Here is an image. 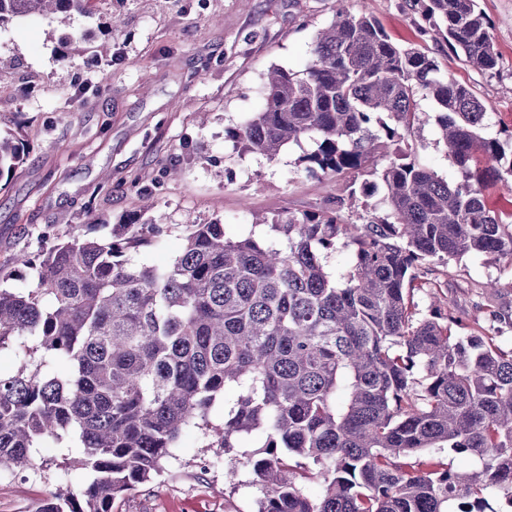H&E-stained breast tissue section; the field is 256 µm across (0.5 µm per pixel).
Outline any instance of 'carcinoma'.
<instances>
[{
    "mask_svg": "<svg viewBox=\"0 0 512 512\" xmlns=\"http://www.w3.org/2000/svg\"><path fill=\"white\" fill-rule=\"evenodd\" d=\"M92 2L0 0V27ZM404 7L419 12L420 33L482 73L496 69L476 0ZM265 88L263 109L229 131L235 149L273 162L296 146L309 177L343 189L313 210L262 217L265 239L190 222L165 266L133 255L162 240L167 226L154 218L14 255L27 288L9 287L0 265V350H18L16 371L0 374V470L36 467L49 442L52 464L80 466L86 484L35 512H112L194 427L210 448L256 445L243 457L263 490L257 512H451L491 488L512 505V349L486 333L458 336L460 318L416 302L423 290L437 297L436 264L512 262V214L485 200L494 182H512V159L501 164L512 133L486 136L468 86L348 0H336L304 72L274 67ZM427 98L452 183L417 161ZM25 160L23 143L0 135V178ZM358 194L375 198L362 224L344 218ZM339 246L352 262L334 274L325 260ZM435 448L475 456L482 470H451L428 456ZM312 466L316 497L298 483Z\"/></svg>",
    "mask_w": 512,
    "mask_h": 512,
    "instance_id": "obj_1",
    "label": "carcinoma"
}]
</instances>
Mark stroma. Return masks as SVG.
Instances as JSON below:
<instances>
[{"instance_id": "1", "label": "stroma", "mask_w": 512, "mask_h": 512, "mask_svg": "<svg viewBox=\"0 0 512 512\" xmlns=\"http://www.w3.org/2000/svg\"><path fill=\"white\" fill-rule=\"evenodd\" d=\"M400 0H349L401 46H428L440 68L483 102L492 131L512 132V0H478L499 54L484 76L431 37L420 35ZM332 0H96L62 27L17 19L0 27V132L20 139L26 161L0 181V261L66 238L72 227L146 221L152 195L170 232L140 247L163 265L182 249L186 221L220 219L232 237L263 238L254 215L313 208L322 192L296 167L299 148L275 161L237 153L225 132L264 105V78L282 67L302 73L316 32L333 18ZM421 164L447 180L456 170L437 142L436 107L421 101ZM179 175H166L169 166ZM111 174V188L101 187ZM437 280L456 333L486 328L487 305L512 306V265L485 256L438 266ZM496 280L499 292L487 294ZM185 432L153 482L117 498L112 512H256L262 495L239 450L206 449ZM234 481H227L228 471ZM84 471L54 465L0 473V512H33L56 489L77 493Z\"/></svg>"}]
</instances>
